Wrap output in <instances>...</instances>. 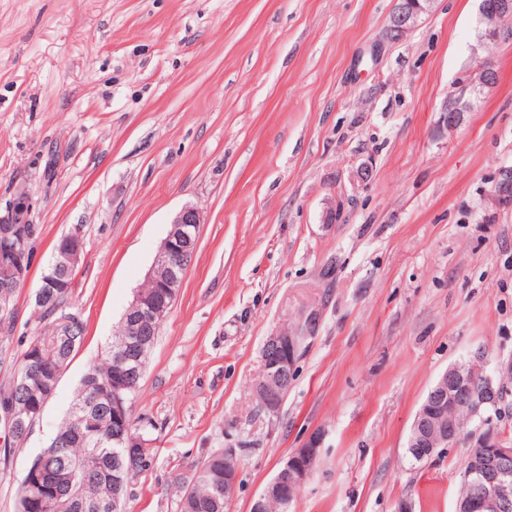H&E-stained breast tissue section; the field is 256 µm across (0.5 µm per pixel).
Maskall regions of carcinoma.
Returning <instances> with one entry per match:
<instances>
[{
    "label": "carcinoma",
    "instance_id": "carcinoma-1",
    "mask_svg": "<svg viewBox=\"0 0 512 512\" xmlns=\"http://www.w3.org/2000/svg\"><path fill=\"white\" fill-rule=\"evenodd\" d=\"M75 279L67 275L64 287L48 288L43 303L34 304L35 313L49 322L51 332L34 340L22 355L19 367L0 381V394L14 389V384L30 371L41 368H67L71 356L66 344L67 330L76 333V340L85 335L83 322L67 327L59 322V312L72 296L66 284ZM112 352L91 365L83 375L67 418L60 424L50 443L34 456L40 470L59 476L60 496L49 512H84L79 502L92 496L109 505L103 512H120V503H112L116 494L114 477L129 482L131 475L146 466V449L139 448L136 456L125 453V445L112 440V409L104 393L112 387ZM94 423L96 436L86 442L75 438V432L85 419ZM224 453L211 454L192 475L189 487L180 503V512H224L230 484L224 483V470L235 469Z\"/></svg>",
    "mask_w": 512,
    "mask_h": 512
}]
</instances>
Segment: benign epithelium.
I'll return each instance as SVG.
<instances>
[{
	"mask_svg": "<svg viewBox=\"0 0 512 512\" xmlns=\"http://www.w3.org/2000/svg\"><path fill=\"white\" fill-rule=\"evenodd\" d=\"M435 0H395L389 37L397 41L406 36L429 13ZM480 16L495 19L512 17V0H496L493 9L480 2ZM30 197L19 194L11 209L0 215V314H10L15 288L27 283L31 267L28 242L37 235V227L28 223ZM201 217L198 209L186 205L174 216L163 239L159 254L147 273V284L158 289L152 296L138 290L125 310L119 327L126 336L123 346L113 350L116 381L112 382V439L132 447L137 444L126 427L129 413L126 394L130 383L140 375L141 364L136 348L156 335L169 313L175 297L170 289L181 288L184 271L191 262L199 239ZM84 238L80 227L72 228L57 242L54 261L44 275L42 287L51 288L62 275L76 269L82 260ZM320 315L315 309L302 311L290 329L269 336L263 349L264 379L257 387L260 407L274 412L282 403L283 385L295 371V363L315 338ZM512 397V360L503 363L498 375L475 376L457 362L448 367L437 384L428 392L411 426V447L420 457H432L452 444L462 434L455 420L442 414L448 404L469 411L486 425L484 431L472 435L480 440L484 451L469 459L467 477L475 480L479 495L469 496L456 504V512H509L512 509V442L504 439L493 418L505 413L504 406ZM43 411L33 407L19 395L0 403V422L8 437L29 438L30 423ZM322 434H312L305 445L294 449L285 459L282 474L271 480L262 496H277L291 501L297 487L313 473V463L321 452ZM25 481L49 495H55L54 480L38 468H30Z\"/></svg>",
	"mask_w": 512,
	"mask_h": 512,
	"instance_id": "7a95c632",
	"label": "benign epithelium"
}]
</instances>
